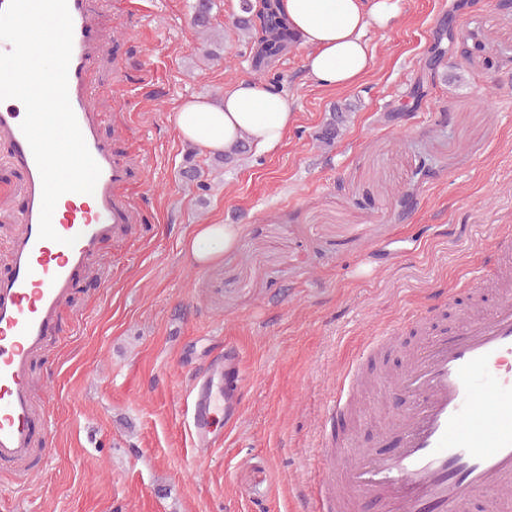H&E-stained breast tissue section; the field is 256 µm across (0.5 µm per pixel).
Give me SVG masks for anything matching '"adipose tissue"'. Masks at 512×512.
Masks as SVG:
<instances>
[{
    "instance_id": "ef3b65f1",
    "label": "adipose tissue",
    "mask_w": 512,
    "mask_h": 512,
    "mask_svg": "<svg viewBox=\"0 0 512 512\" xmlns=\"http://www.w3.org/2000/svg\"><path fill=\"white\" fill-rule=\"evenodd\" d=\"M292 28L311 52L306 68L321 86L355 85L372 63L365 40L370 27H385L400 13V0H280ZM294 120L288 96L257 80H242L224 92L220 105L184 101L174 124L183 139L212 155L248 140L257 153L275 151ZM232 224H199L183 241L187 259L205 266L236 242Z\"/></svg>"
}]
</instances>
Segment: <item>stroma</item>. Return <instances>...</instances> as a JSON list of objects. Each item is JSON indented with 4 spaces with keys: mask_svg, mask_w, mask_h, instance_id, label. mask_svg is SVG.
<instances>
[{
    "mask_svg": "<svg viewBox=\"0 0 512 512\" xmlns=\"http://www.w3.org/2000/svg\"><path fill=\"white\" fill-rule=\"evenodd\" d=\"M455 2L401 0L391 28L369 31L372 65L349 88L310 82V49L293 47L274 69L295 114L282 145L236 157L200 189L180 172L205 156L173 115L253 78L238 0H216L218 62L189 24L190 0H93L94 108L129 167L135 217L76 274L65 339L34 364L57 456L25 492L0 478V512H312L338 378L394 328L374 373L398 372L423 340L417 317L451 326L474 311L467 283L495 270V238L512 226V14L499 0ZM449 30L483 34L488 57L447 56L415 102L427 49ZM344 102L355 110L323 146L317 133ZM22 184L0 137V272ZM198 224L238 228L202 268L182 254ZM229 349L240 418L217 416L221 444L204 453L186 386ZM388 422L365 388L345 430L384 451Z\"/></svg>",
    "mask_w": 512,
    "mask_h": 512,
    "instance_id": "1",
    "label": "stroma"
}]
</instances>
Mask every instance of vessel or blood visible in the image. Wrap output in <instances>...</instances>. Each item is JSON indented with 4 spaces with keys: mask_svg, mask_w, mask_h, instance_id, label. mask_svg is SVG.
Instances as JSON below:
<instances>
[{
    "mask_svg": "<svg viewBox=\"0 0 512 512\" xmlns=\"http://www.w3.org/2000/svg\"><path fill=\"white\" fill-rule=\"evenodd\" d=\"M67 6L73 25L68 96L100 176L93 193L57 202L52 224L58 240L39 236L42 179L21 129L25 114L16 99L0 100V135L25 175L21 227L0 273V474L19 489L33 474V459L49 463L56 454L49 442L53 404L38 399L32 362L60 332L76 271L133 216L119 196L128 169L100 137L91 107L97 31L89 0H67ZM496 252L497 299L445 332L420 319L423 343L401 372L383 376L382 388L406 398L396 448L381 453L351 447L339 433L328 438L312 492L314 512H358L368 500L380 501L385 512H469L480 496L492 512H512V236L500 235ZM231 370L217 360L191 380L189 429L201 450L218 442L211 428L217 412L239 416L238 394L227 384ZM358 375L351 369L337 384L331 424L347 416Z\"/></svg>",
    "mask_w": 512,
    "mask_h": 512,
    "instance_id": "obj_1",
    "label": "vessel or blood"
}]
</instances>
